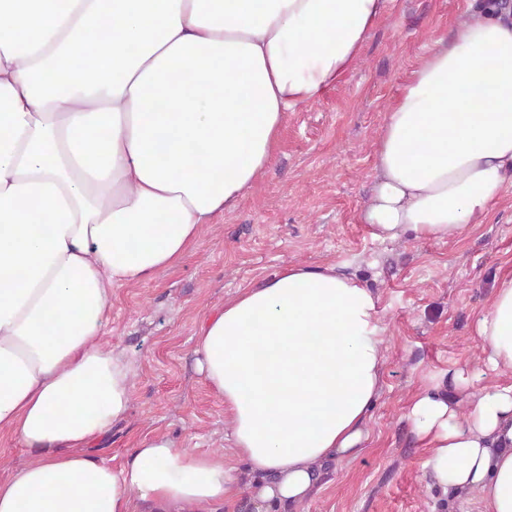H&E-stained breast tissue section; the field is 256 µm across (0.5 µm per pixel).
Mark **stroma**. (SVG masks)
I'll list each match as a JSON object with an SVG mask.
<instances>
[{"instance_id": "stroma-1", "label": "stroma", "mask_w": 512, "mask_h": 512, "mask_svg": "<svg viewBox=\"0 0 512 512\" xmlns=\"http://www.w3.org/2000/svg\"><path fill=\"white\" fill-rule=\"evenodd\" d=\"M471 0H393L360 58L314 102L289 111L277 152L237 207L206 225L177 265L112 291L104 339L134 361L133 402L96 453L120 466L146 437L232 457L224 404L196 369L200 319L225 298L291 264L343 265L378 298L386 329L382 393L366 450L329 471L297 512H480L424 474L426 451L406 413L426 389L455 394L454 371L499 383L477 338L496 279L512 276V185L484 223L445 240L380 243L361 221L375 144L393 98Z\"/></svg>"}]
</instances>
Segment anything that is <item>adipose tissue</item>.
I'll return each mask as SVG.
<instances>
[{"instance_id": "1", "label": "adipose tissue", "mask_w": 512, "mask_h": 512, "mask_svg": "<svg viewBox=\"0 0 512 512\" xmlns=\"http://www.w3.org/2000/svg\"><path fill=\"white\" fill-rule=\"evenodd\" d=\"M387 0H0V428L37 456L0 479V512H294L363 451L382 389L377 298L336 264H292L200 322L198 370L224 401L237 465L140 442L132 364L107 347L113 289L154 279L235 206L287 113L360 57ZM512 175V9L481 0L402 85L377 137L361 219L379 242L483 223ZM512 373V277L477 327ZM407 418L443 493L512 512V383Z\"/></svg>"}]
</instances>
